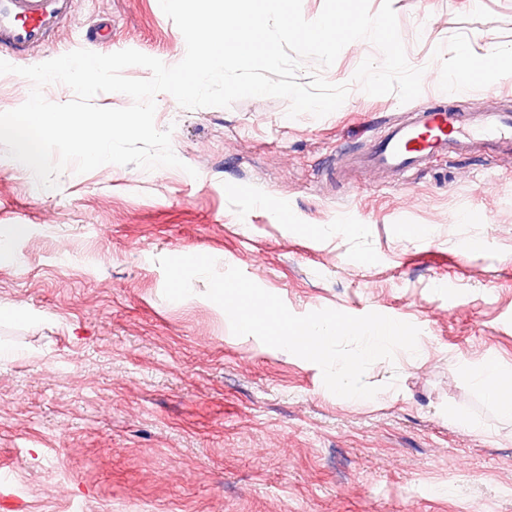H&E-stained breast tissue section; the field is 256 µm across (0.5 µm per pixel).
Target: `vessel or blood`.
Here are the masks:
<instances>
[{"label": "vessel or blood", "instance_id": "b4317fda", "mask_svg": "<svg viewBox=\"0 0 512 512\" xmlns=\"http://www.w3.org/2000/svg\"><path fill=\"white\" fill-rule=\"evenodd\" d=\"M72 0H0V56L28 58L47 45L67 17ZM492 150L512 148V113L468 112L445 101L409 113L383 127L360 155V163L388 176L408 173L449 154H464L475 145Z\"/></svg>", "mask_w": 512, "mask_h": 512}]
</instances>
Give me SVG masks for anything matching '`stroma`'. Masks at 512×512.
Returning a JSON list of instances; mask_svg holds the SVG:
<instances>
[{
    "mask_svg": "<svg viewBox=\"0 0 512 512\" xmlns=\"http://www.w3.org/2000/svg\"><path fill=\"white\" fill-rule=\"evenodd\" d=\"M422 92L370 96L287 118L251 97L185 109L158 94L184 169L66 167L43 189L0 146V466L20 492L0 512H512V419L473 384L512 369V153L435 159L399 183L351 159L387 122L426 106L459 57L497 65L473 104L512 111V0H392ZM134 49L166 65L186 44L159 0H74L34 61ZM370 42L332 66L350 83ZM362 232H352V225ZM429 229L427 239L413 227ZM234 266L297 315L377 312L420 330L341 398L314 363L231 331L206 299L163 296V256Z\"/></svg>",
    "mask_w": 512,
    "mask_h": 512,
    "instance_id": "1",
    "label": "stroma"
}]
</instances>
